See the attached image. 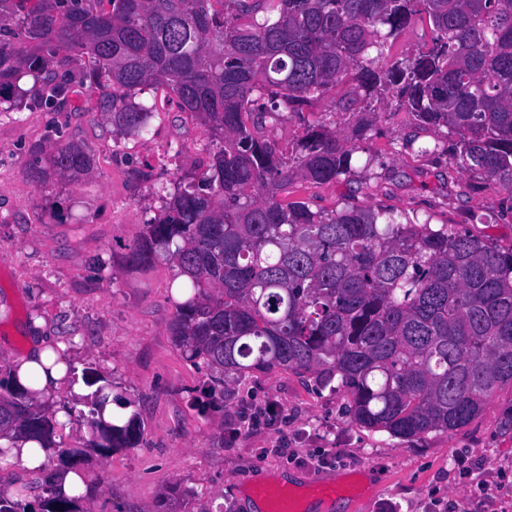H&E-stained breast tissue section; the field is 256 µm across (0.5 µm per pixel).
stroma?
<instances>
[{
  "label": "stroma",
  "mask_w": 512,
  "mask_h": 512,
  "mask_svg": "<svg viewBox=\"0 0 512 512\" xmlns=\"http://www.w3.org/2000/svg\"><path fill=\"white\" fill-rule=\"evenodd\" d=\"M174 167L160 165L149 136H114L95 100L70 95L57 108H0V361L22 357L26 328L57 342L72 339L68 360L91 367L133 403L137 447L76 463L94 492L82 512H157L178 486L182 512H252L257 488L305 490L309 512H512V385L499 387L468 425L399 439L351 423L348 394L291 372L253 373L226 387L224 406L207 413L190 402L203 379L170 334L177 269L166 258L138 266L129 248L160 214V191L200 172L206 137L161 87L145 92ZM379 118L352 180L300 182L287 198L319 212L344 205L385 207L419 220L466 229L512 248V193L459 170L448 154L402 146L416 130L393 93L374 101ZM365 119L346 85L281 120L280 147L321 122L356 141ZM74 142L96 159L91 175L50 176L23 167L39 147ZM355 484L354 497L318 499L314 483Z\"/></svg>",
  "instance_id": "obj_1"
}]
</instances>
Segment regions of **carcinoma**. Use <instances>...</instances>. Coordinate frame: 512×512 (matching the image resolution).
<instances>
[{
    "label": "carcinoma",
    "mask_w": 512,
    "mask_h": 512,
    "mask_svg": "<svg viewBox=\"0 0 512 512\" xmlns=\"http://www.w3.org/2000/svg\"><path fill=\"white\" fill-rule=\"evenodd\" d=\"M0 0V103L53 107L73 88L122 134L151 131L155 107L132 101L168 87L198 121L208 162L181 176L144 224L129 259L170 256L181 299L171 336L205 371L195 397L224 407V387L255 372L315 376L350 396L352 421L392 437L447 433L512 384V249L446 224L382 208L315 212L279 194L298 181L355 175L336 132L304 124L282 149L265 134L285 114L345 82L371 104L390 89L421 127H445L452 162L512 193V0ZM432 46L380 62L415 19ZM32 77L23 90L19 81ZM92 152L62 142L24 173L93 172ZM0 371V438L54 447L63 424L36 392ZM91 436L59 466L136 445V414L104 417L109 380L87 367ZM49 481L45 495L0 493V512H81Z\"/></svg>",
    "instance_id": "cac0c4a2"
}]
</instances>
